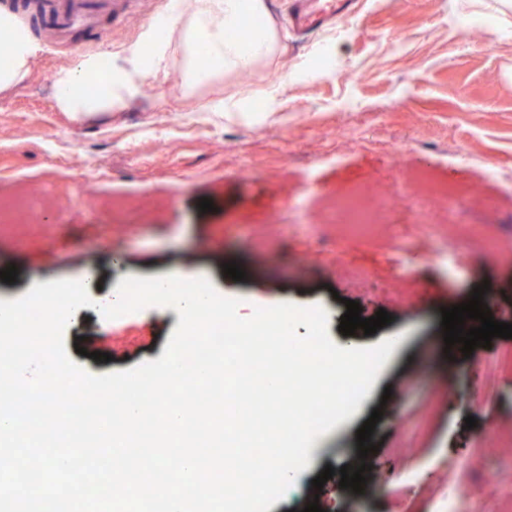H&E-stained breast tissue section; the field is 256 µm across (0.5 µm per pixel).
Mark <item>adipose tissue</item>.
Returning a JSON list of instances; mask_svg holds the SVG:
<instances>
[{
    "mask_svg": "<svg viewBox=\"0 0 512 512\" xmlns=\"http://www.w3.org/2000/svg\"><path fill=\"white\" fill-rule=\"evenodd\" d=\"M264 0H179L172 11L143 26L138 41L111 58L103 90L89 76L99 58L81 56L53 76L60 111L73 119L124 111L147 80L164 75L171 45H179L186 92L269 60L277 49V28L265 16ZM0 40L10 57L0 65V91L27 76L38 46L15 14L0 0Z\"/></svg>",
    "mask_w": 512,
    "mask_h": 512,
    "instance_id": "ef3b65f1",
    "label": "adipose tissue"
}]
</instances>
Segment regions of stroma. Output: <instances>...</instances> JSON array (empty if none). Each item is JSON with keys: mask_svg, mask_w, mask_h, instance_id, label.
Segmentation results:
<instances>
[{"mask_svg": "<svg viewBox=\"0 0 512 512\" xmlns=\"http://www.w3.org/2000/svg\"><path fill=\"white\" fill-rule=\"evenodd\" d=\"M167 0H116L112 40L72 34L71 47L39 40L28 77L0 93V194L36 186L42 206L33 224H0V300L34 285L83 281L93 300L64 333L76 364L103 375L159 359L179 322L151 306L118 319L97 307L122 278L178 272L208 278L240 298V311L289 303L321 307L342 348L403 337L356 412L326 434L286 497L269 512H438L448 476L469 483L467 512H512V368L500 358L512 339L492 338L470 357L431 367L442 309L494 292L493 317L512 324V190L487 181L482 164L512 172V6L504 0H361L358 13L312 34L288 27L289 0H266L278 47L258 67L183 91L181 53L171 47L166 78L147 82L122 112L78 122L56 107L53 73L81 53L116 52L134 42ZM475 17L461 30L450 17ZM329 56L314 73L309 58ZM251 110L254 122L207 111L214 100ZM253 110V109H252ZM428 172L466 185L491 213L460 203L418 224L406 202L413 177ZM366 183L387 191L388 223H326L324 204ZM208 199L209 212L198 204ZM467 221L468 247L439 253L436 225ZM498 259L488 262L486 251ZM246 273L235 281L225 263ZM97 272L85 276L86 269ZM360 269L354 285L344 272ZM362 317L392 321L365 334L339 332L346 300ZM111 354L108 362L92 352ZM393 403H383L384 390ZM383 416L371 436L372 485L351 497L335 480L315 489L325 467L348 464L356 434ZM477 425L466 428V417ZM387 496H379V487Z\"/></svg>", "mask_w": 512, "mask_h": 512, "instance_id": "stroma-1", "label": "stroma"}]
</instances>
